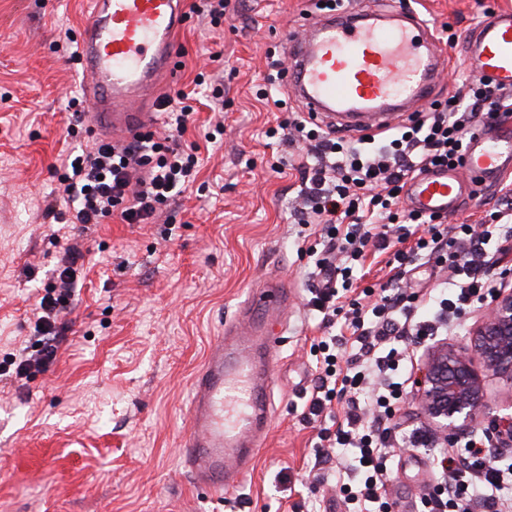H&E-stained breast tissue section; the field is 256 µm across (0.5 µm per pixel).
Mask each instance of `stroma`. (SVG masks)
Wrapping results in <instances>:
<instances>
[{"mask_svg": "<svg viewBox=\"0 0 512 512\" xmlns=\"http://www.w3.org/2000/svg\"><path fill=\"white\" fill-rule=\"evenodd\" d=\"M187 0L190 22L177 40L176 75L166 91L190 92L198 173L164 206L155 223L120 215L75 226L81 249L71 328L57 360L27 381H0V512H344L330 483L312 495L292 487L316 478L317 433L302 412L318 374L315 339L321 314L306 305L319 284L314 254L321 227L299 224L295 210L308 161L304 142L278 132L305 117L284 88L265 87L270 57L300 30L306 0H229L210 26ZM512 0H416L415 12L447 45L436 96L468 76L467 37ZM84 0H0V369L13 348L34 338L32 305L53 282L67 242L56 241L48 209L62 203L55 171L91 143L73 138L67 95L82 92L77 43L64 41L83 20ZM224 55L211 63L209 53ZM224 89V133L197 74ZM286 98L284 108L274 99ZM284 280L293 300L275 362V418L253 472L237 492L219 497L194 486L179 453L188 428L192 376L255 283ZM488 414L458 433L485 432L487 451L512 465V440L497 430L512 416V383L486 376ZM445 441L390 451L394 512H415L432 484V462Z\"/></svg>", "mask_w": 512, "mask_h": 512, "instance_id": "obj_1", "label": "stroma"}]
</instances>
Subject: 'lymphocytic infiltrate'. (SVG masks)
<instances>
[{"instance_id": "f902f5d3", "label": "lymphocytic infiltrate", "mask_w": 512, "mask_h": 512, "mask_svg": "<svg viewBox=\"0 0 512 512\" xmlns=\"http://www.w3.org/2000/svg\"><path fill=\"white\" fill-rule=\"evenodd\" d=\"M184 97L179 90L158 103L171 121L167 136L148 131L126 143L98 141L63 161L58 180L71 223L99 224L115 213L129 224L154 223L161 206L194 181L196 148L181 141L191 115L182 105ZM509 115L512 92L472 76L456 83L447 100L434 101L378 139L350 140L299 118L292 122L316 159L301 166L308 188L296 216L299 223L323 225L331 244L315 261L325 283L314 289L309 304L328 327L343 324L351 336V352L343 361L335 336L318 341L324 369L307 413L315 419L333 400L345 403L335 430L320 433L326 447L319 461L332 466L337 450L352 449L356 480L341 487L347 512H391L394 505L386 484L387 454L399 442L394 418L411 381L407 339L421 342L438 335L460 314L492 299L503 275L488 270V257L505 253L512 241L511 205L490 213L482 224L458 225L452 237L441 218L399 212L397 195L413 174L458 162L474 127ZM371 252L387 255L389 267L401 274L422 262L449 270L452 289L431 297L401 291L366 305L349 299ZM66 255L54 288L34 308L38 346L12 356L11 379H26L33 367L46 369L57 359L80 251L70 246ZM485 446V438L473 436L461 448L440 453L439 478L419 500L422 512H472L477 505L483 512H503L512 500L507 496L512 466L500 468Z\"/></svg>"}]
</instances>
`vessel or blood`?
<instances>
[{"label": "vessel or blood", "instance_id": "1", "mask_svg": "<svg viewBox=\"0 0 512 512\" xmlns=\"http://www.w3.org/2000/svg\"><path fill=\"white\" fill-rule=\"evenodd\" d=\"M81 27L82 86L95 135L136 136L153 120L144 109L178 66L174 39L188 23L184 0H90ZM472 71L512 89V10L489 15L468 43ZM285 87L310 116L348 133L391 128L411 107L430 104L446 53L414 13L361 8L327 11L307 39L289 38ZM512 171V131L468 136L461 164L424 172L404 188L407 207L458 214L481 187ZM289 291L270 278L252 291L192 380L188 432L180 455L197 484L238 490L272 424L276 339L286 326Z\"/></svg>", "mask_w": 512, "mask_h": 512}]
</instances>
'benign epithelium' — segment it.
I'll use <instances>...</instances> for the list:
<instances>
[{
  "label": "benign epithelium",
  "mask_w": 512,
  "mask_h": 512,
  "mask_svg": "<svg viewBox=\"0 0 512 512\" xmlns=\"http://www.w3.org/2000/svg\"><path fill=\"white\" fill-rule=\"evenodd\" d=\"M483 365L512 383V289L496 294L488 316L466 347L446 341L431 348L418 384L421 413L445 439L476 421L487 408Z\"/></svg>",
  "instance_id": "obj_1"
}]
</instances>
